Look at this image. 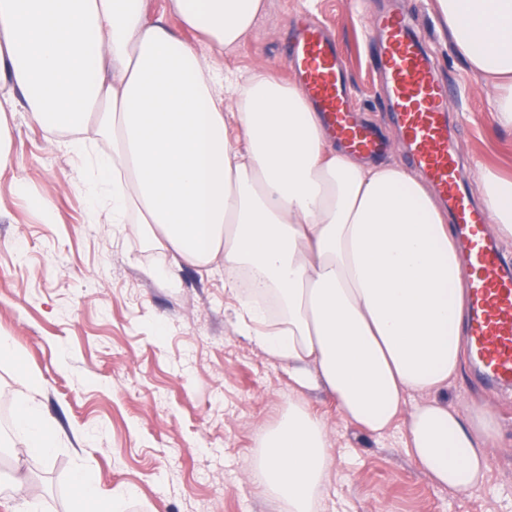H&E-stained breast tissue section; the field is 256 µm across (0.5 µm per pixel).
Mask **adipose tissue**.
<instances>
[{
  "instance_id": "ef3b65f1",
  "label": "adipose tissue",
  "mask_w": 512,
  "mask_h": 512,
  "mask_svg": "<svg viewBox=\"0 0 512 512\" xmlns=\"http://www.w3.org/2000/svg\"><path fill=\"white\" fill-rule=\"evenodd\" d=\"M147 0H0V172L9 117L25 107L49 130L77 132L92 114L112 158L85 150L91 202L150 235L174 264L224 266V285L252 297L240 325L259 350L306 383V365L342 415L382 434L408 413L405 447L432 483L462 492L488 469L490 410L457 414L437 394L460 369L468 321L467 268L435 196L398 164L359 161L325 137L295 85L257 70L224 84L220 59L264 11V0H170L189 43ZM445 27L491 81L489 105L512 128V0H437ZM241 134L229 139L224 93ZM495 232L512 238V181L483 177ZM284 317L264 326L256 297ZM26 391L12 421L14 453L49 457L58 425L38 397L42 379L0 336ZM249 477L313 512L328 461L319 419L297 402L258 440Z\"/></svg>"
}]
</instances>
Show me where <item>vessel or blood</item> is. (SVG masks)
<instances>
[{
  "label": "vessel or blood",
  "mask_w": 512,
  "mask_h": 512,
  "mask_svg": "<svg viewBox=\"0 0 512 512\" xmlns=\"http://www.w3.org/2000/svg\"><path fill=\"white\" fill-rule=\"evenodd\" d=\"M371 27L404 149L435 193L447 200L461 226L469 270L471 361L489 383L511 387L512 272L505 270L498 248L488 237L487 211L462 186L460 160L445 121L448 92L435 78L419 36L401 14L376 16ZM289 66L332 134L358 153L373 155L383 150L371 131L353 122L340 60L315 26L296 27Z\"/></svg>",
  "instance_id": "obj_1"
}]
</instances>
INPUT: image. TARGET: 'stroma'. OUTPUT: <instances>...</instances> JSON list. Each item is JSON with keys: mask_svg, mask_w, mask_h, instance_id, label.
<instances>
[{"mask_svg": "<svg viewBox=\"0 0 512 512\" xmlns=\"http://www.w3.org/2000/svg\"><path fill=\"white\" fill-rule=\"evenodd\" d=\"M406 15L450 90L449 138L463 187L483 196L482 172L512 179V129L488 104V88L444 28L436 0H266L238 46L228 76L264 70L284 82L292 27L311 20L331 37L345 67L355 118L390 142L384 159L411 162L375 68L371 17ZM10 166L0 177V335L11 337L43 376L40 400L58 423L50 459L0 447V512H18L17 483L38 512H79L71 488L84 471L97 501L134 487L126 512H284L249 480L260 431L296 397L330 434V465L318 512H512V389H486L463 365L441 394L460 415L484 406L500 438L485 450L483 483L455 492L433 485L407 454V415L378 437L345 420L334 398L300 388L291 369L242 336L240 299L224 277L173 266L148 235L91 207L81 156L51 146L25 109L10 123ZM41 198V207L29 204Z\"/></svg>", "mask_w": 512, "mask_h": 512, "instance_id": "1", "label": "stroma"}]
</instances>
